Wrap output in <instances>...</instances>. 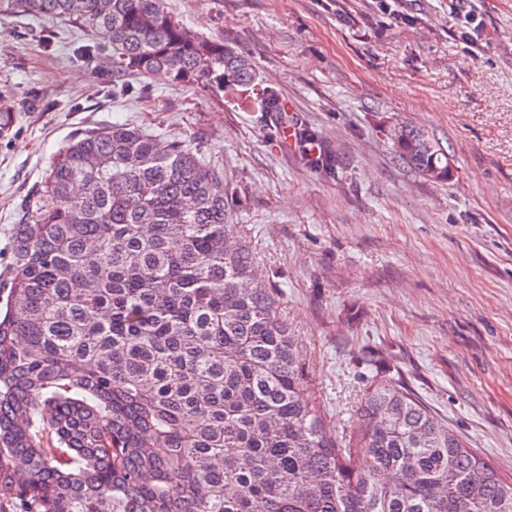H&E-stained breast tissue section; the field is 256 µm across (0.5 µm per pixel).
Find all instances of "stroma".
I'll return each mask as SVG.
<instances>
[{"label": "stroma", "instance_id": "1", "mask_svg": "<svg viewBox=\"0 0 512 512\" xmlns=\"http://www.w3.org/2000/svg\"><path fill=\"white\" fill-rule=\"evenodd\" d=\"M245 52L264 87L336 158L310 167L251 92L133 79L115 99L81 32L0 18V91L37 95L0 137V289L16 211L76 134L126 122L199 149L224 172L259 274L305 359L312 400L351 427L363 347L468 447L512 476V0H167ZM476 45L457 33L468 15ZM449 155L437 182L397 160L387 129Z\"/></svg>", "mask_w": 512, "mask_h": 512}]
</instances>
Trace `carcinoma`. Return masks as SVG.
Masks as SVG:
<instances>
[{"label":"carcinoma","mask_w":512,"mask_h":512,"mask_svg":"<svg viewBox=\"0 0 512 512\" xmlns=\"http://www.w3.org/2000/svg\"><path fill=\"white\" fill-rule=\"evenodd\" d=\"M91 32L80 56L125 75L259 85L249 57L195 34L165 0H0V17ZM29 98L0 111V136ZM402 162L448 156L401 126ZM236 196L181 142L129 123L52 159L14 225L0 300V505L16 512H512V478L466 446L369 349L352 431L304 385L276 288L233 241Z\"/></svg>","instance_id":"cac0c4a2"}]
</instances>
